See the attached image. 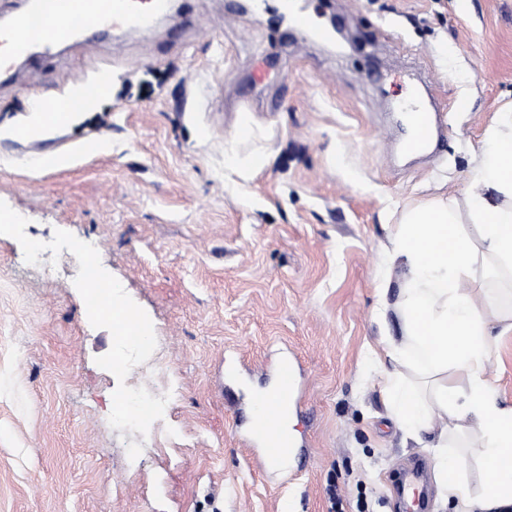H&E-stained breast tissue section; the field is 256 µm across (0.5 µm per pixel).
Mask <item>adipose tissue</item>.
<instances>
[{"mask_svg": "<svg viewBox=\"0 0 512 512\" xmlns=\"http://www.w3.org/2000/svg\"><path fill=\"white\" fill-rule=\"evenodd\" d=\"M487 142L463 199L407 211L387 253L403 262L408 279L401 338L385 349L430 384L425 392L389 379L388 405L406 433H431L438 480L455 512H512V406L499 404L488 373L493 328L512 331V289L461 285L490 263L512 274V107L499 113ZM468 224L477 226L478 240L465 232ZM436 412L448 417L438 430ZM465 433L477 437L486 475L477 492L464 478Z\"/></svg>", "mask_w": 512, "mask_h": 512, "instance_id": "1", "label": "adipose tissue"}]
</instances>
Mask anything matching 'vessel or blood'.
<instances>
[{"label": "vessel or blood", "instance_id": "obj_1", "mask_svg": "<svg viewBox=\"0 0 512 512\" xmlns=\"http://www.w3.org/2000/svg\"><path fill=\"white\" fill-rule=\"evenodd\" d=\"M169 8L170 0H27L20 15L0 25V71H9L30 47L50 54L88 26L116 23L145 28L167 14ZM410 117L412 130L403 148L409 153H420L434 142L433 116L429 110L414 106ZM273 373L274 384L253 396L254 406L263 418L253 427L251 442L259 448L256 464L265 470L279 464L298 445L284 415L299 394V368L292 358L282 356L276 360Z\"/></svg>", "mask_w": 512, "mask_h": 512}]
</instances>
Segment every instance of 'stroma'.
Masks as SVG:
<instances>
[{"mask_svg":"<svg viewBox=\"0 0 512 512\" xmlns=\"http://www.w3.org/2000/svg\"><path fill=\"white\" fill-rule=\"evenodd\" d=\"M296 3L352 42L298 31L280 0H175L152 31L86 29L0 87V512H394L390 472L431 458L386 400V375H416L367 365L401 335L406 272L385 249L405 211L462 197L512 105V0ZM416 68L443 108L430 157L402 153L393 109ZM102 80L72 123L10 137L32 103ZM45 149L64 165L38 167ZM86 237L92 255L43 253ZM92 272L136 315L148 370L89 309ZM281 354L310 461L263 472L249 395ZM170 384L142 425L113 408Z\"/></svg>","mask_w":512,"mask_h":512,"instance_id":"35a3bbf8","label":"stroma"}]
</instances>
